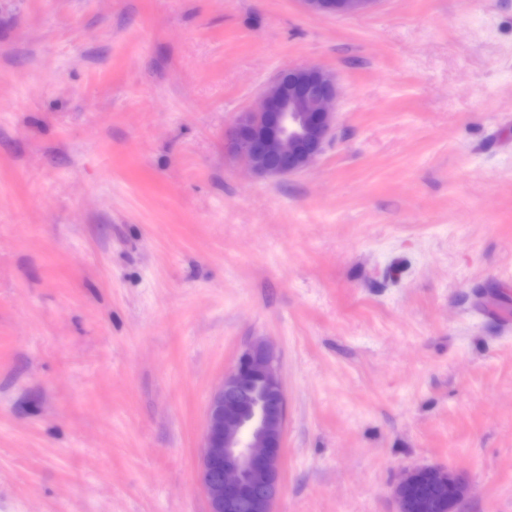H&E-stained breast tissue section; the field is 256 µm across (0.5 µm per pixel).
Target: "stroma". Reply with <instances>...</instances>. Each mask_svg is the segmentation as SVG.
Here are the masks:
<instances>
[{
    "label": "stroma",
    "instance_id": "stroma-1",
    "mask_svg": "<svg viewBox=\"0 0 512 512\" xmlns=\"http://www.w3.org/2000/svg\"><path fill=\"white\" fill-rule=\"evenodd\" d=\"M341 88L309 170L224 135L281 70ZM512 0H0V512H209L250 338L288 400L275 512H396L454 468L512 512ZM304 10L313 16H346L367 11L378 0H301Z\"/></svg>",
    "mask_w": 512,
    "mask_h": 512
}]
</instances>
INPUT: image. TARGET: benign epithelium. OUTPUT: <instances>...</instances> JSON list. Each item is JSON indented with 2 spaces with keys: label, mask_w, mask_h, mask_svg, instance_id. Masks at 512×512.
Returning a JSON list of instances; mask_svg holds the SVG:
<instances>
[{
  "label": "benign epithelium",
  "mask_w": 512,
  "mask_h": 512,
  "mask_svg": "<svg viewBox=\"0 0 512 512\" xmlns=\"http://www.w3.org/2000/svg\"><path fill=\"white\" fill-rule=\"evenodd\" d=\"M378 0H301L313 16H346L367 11ZM339 87L320 67L280 71L263 90L259 105L236 117L224 138L228 154L250 171L286 178L313 164L329 146L336 126ZM271 346L249 340L232 369L212 393L198 458V480L209 512H273L281 492V459L287 399ZM447 479L455 512L468 485L455 470L427 466ZM420 468L400 473L393 486L399 512Z\"/></svg>",
  "instance_id": "benign-epithelium-1"
}]
</instances>
